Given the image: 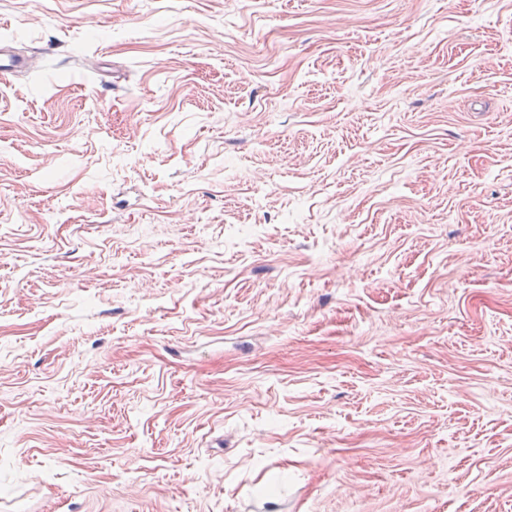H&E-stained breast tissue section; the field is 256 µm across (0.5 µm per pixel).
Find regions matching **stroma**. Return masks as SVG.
Wrapping results in <instances>:
<instances>
[{
    "label": "stroma",
    "mask_w": 512,
    "mask_h": 512,
    "mask_svg": "<svg viewBox=\"0 0 512 512\" xmlns=\"http://www.w3.org/2000/svg\"><path fill=\"white\" fill-rule=\"evenodd\" d=\"M0 512H512V0H0Z\"/></svg>",
    "instance_id": "stroma-1"
}]
</instances>
